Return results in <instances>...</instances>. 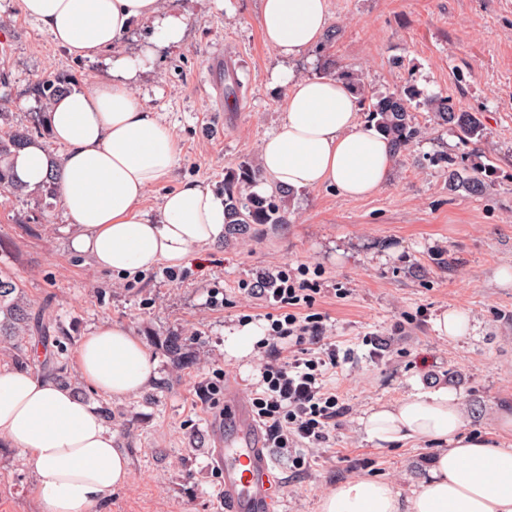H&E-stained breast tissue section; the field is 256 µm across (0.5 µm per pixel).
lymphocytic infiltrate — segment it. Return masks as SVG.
<instances>
[{"instance_id": "1", "label": "lymphocytic infiltrate", "mask_w": 512, "mask_h": 512, "mask_svg": "<svg viewBox=\"0 0 512 512\" xmlns=\"http://www.w3.org/2000/svg\"><path fill=\"white\" fill-rule=\"evenodd\" d=\"M249 293L265 303L270 323L259 343L266 361L252 394V413L265 431L268 448L301 471L307 466L304 448L328 442L331 428L347 414L324 384L327 372L339 364V352L321 314L301 318L293 312L294 307L312 305L309 281L285 270L266 272Z\"/></svg>"}]
</instances>
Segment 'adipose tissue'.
Listing matches in <instances>:
<instances>
[{"label": "adipose tissue", "mask_w": 512, "mask_h": 512, "mask_svg": "<svg viewBox=\"0 0 512 512\" xmlns=\"http://www.w3.org/2000/svg\"><path fill=\"white\" fill-rule=\"evenodd\" d=\"M18 8L68 53L111 61L106 75L73 86L43 116L66 148L55 182L75 229L74 252L99 270L131 278L223 240L224 202L209 187L182 184L163 196L154 215L141 206L149 189L171 179L179 147L132 88L155 49L183 41L189 16L163 12L160 0H18ZM144 21L153 25L151 49L113 58ZM329 22L328 0H261L262 38L288 60L317 45ZM272 81L286 88L283 116L262 147L264 179L256 193L328 186L361 198L387 183L393 153L374 126L359 122V98L345 80L277 69ZM8 166L31 189L51 179L37 141L13 153ZM77 364L90 388L116 400L142 391L157 369L147 345L121 325L84 336ZM360 424L382 448L427 438L445 447L410 497L385 482L350 479L322 497L320 512H512V448L465 435L464 415L447 387L410 392ZM0 444L33 467L42 512H98L129 480L125 450L95 408L54 377L28 369L0 367Z\"/></svg>", "instance_id": "ef3b65f1"}]
</instances>
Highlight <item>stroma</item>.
<instances>
[{"mask_svg":"<svg viewBox=\"0 0 512 512\" xmlns=\"http://www.w3.org/2000/svg\"><path fill=\"white\" fill-rule=\"evenodd\" d=\"M161 7L186 11L191 24L179 45L156 52L135 85L180 148L168 185L146 193L149 213H157L167 189L197 181L220 194L227 169L259 165L262 143L282 119L285 89L271 80L278 67L312 76L332 59L357 75L369 96L408 86L447 96L481 119L483 133L462 142L434 113L412 107L420 135L373 195L294 191L284 199L287 223L254 226L180 265L163 263L131 279L99 271L72 251L73 230L54 197L39 189L0 191V267L50 327L48 336L29 334L20 347L28 354L42 347L43 357L30 364L35 372L75 386L94 407H111L108 427L129 458V481L113 492L106 512H222L212 430L224 425L231 387L251 392L266 361L258 350L243 360L225 357L224 330L246 315L264 325L266 307L246 286L284 268L321 286L313 309L340 357L324 380L348 413L329 442L311 450L306 470L295 474L279 462L288 490L283 512H319L323 495L358 477L409 495L426 477L437 443L381 448L367 441L358 420L415 386H448L466 434L512 446L499 417L512 404V284L496 280L499 268H512V0H329L333 41L296 60L264 43L259 0H162ZM217 50L241 80L242 97L229 112L215 111L207 80ZM104 69L102 60L76 59L57 47L17 0H0V107L14 125H31L40 109L26 92L30 82L65 73L91 83ZM439 154L474 170L481 191L450 190L446 169L432 161ZM214 292L224 305L211 310L206 300ZM452 308L473 325L455 340L434 329ZM112 324L139 336L157 361L155 379L123 400L81 383L77 368L82 337ZM375 336L387 344L380 358L364 343ZM174 340L191 352L189 366H174L167 351ZM213 381L218 393L202 395ZM35 482L28 463L0 445V512H40Z\"/></svg>","mask_w":512,"mask_h":512,"instance_id":"obj_1","label":"stroma"}]
</instances>
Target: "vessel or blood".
<instances>
[{
    "mask_svg": "<svg viewBox=\"0 0 512 512\" xmlns=\"http://www.w3.org/2000/svg\"><path fill=\"white\" fill-rule=\"evenodd\" d=\"M225 416L235 418L232 439L215 438L211 457L221 475L220 501L224 512H282L284 486L264 436L240 394L224 406Z\"/></svg>",
    "mask_w": 512,
    "mask_h": 512,
    "instance_id": "b4317fda",
    "label": "vessel or blood"
}]
</instances>
